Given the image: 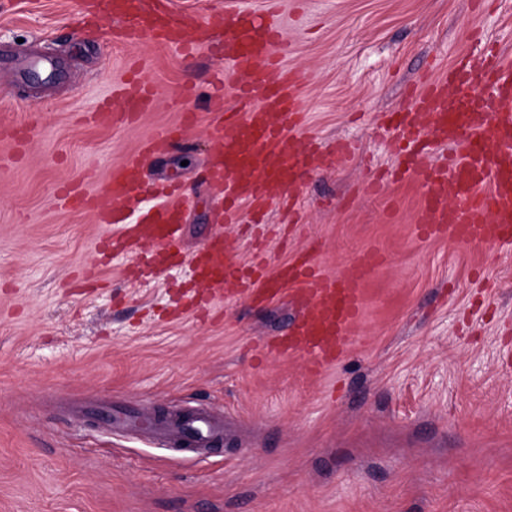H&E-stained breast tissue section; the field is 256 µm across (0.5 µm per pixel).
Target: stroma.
Instances as JSON below:
<instances>
[{"label":"stroma","mask_w":512,"mask_h":512,"mask_svg":"<svg viewBox=\"0 0 512 512\" xmlns=\"http://www.w3.org/2000/svg\"><path fill=\"white\" fill-rule=\"evenodd\" d=\"M75 12L76 0L0 12V47H39L65 73L0 75V125L32 130L21 153L0 140V512H512V242L419 237L414 179L361 190L399 163L382 123L410 107V90L486 43L512 64V0H279L303 138L355 147L301 188L296 228L275 207L213 222L200 175L211 117L183 92L206 91L223 69L216 44L186 59L147 38L115 41L109 23L77 26ZM132 68L153 107L130 126L92 121ZM187 109L190 145L147 169L195 199L187 250L219 234L244 260L260 243L274 270L313 245L329 274L368 248L383 254L355 343L323 373L261 357L262 339L294 318L281 300L257 309L218 296L220 320L169 322L196 282L188 258L126 278L132 256L99 265L93 216L60 203L67 182L104 189ZM198 405L224 421L223 444L201 457L97 420Z\"/></svg>","instance_id":"obj_1"}]
</instances>
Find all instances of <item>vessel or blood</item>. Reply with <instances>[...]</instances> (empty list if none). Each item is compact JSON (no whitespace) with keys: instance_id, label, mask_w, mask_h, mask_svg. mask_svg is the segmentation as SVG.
<instances>
[{"instance_id":"1","label":"vessel or blood","mask_w":512,"mask_h":512,"mask_svg":"<svg viewBox=\"0 0 512 512\" xmlns=\"http://www.w3.org/2000/svg\"><path fill=\"white\" fill-rule=\"evenodd\" d=\"M88 20L131 22L127 43L147 36L153 41L194 52L221 38L227 76L236 82L237 105L224 108L223 83H214L208 99L213 146L208 180L224 192L218 218L238 223L240 204L261 210L291 205L295 193L321 169L341 162L350 152L345 142L328 151L315 143L301 145L306 124L299 98L301 78L278 68L288 46L273 9L264 12L236 5L192 27L175 14L170 0H77ZM119 111L103 120L123 125L147 111L152 89L131 75L118 91ZM388 125L406 144L403 173L423 189L417 222L424 233H442L449 241L475 244L512 241V66L499 54L487 55L480 81L463 65L430 80L415 97L411 112H392ZM181 140L166 131L148 140L141 151L111 170L104 192L93 194L77 185L63 190L66 207L93 215L97 248H121L139 265L158 270L182 251L186 196L180 188L162 189L163 199L143 209L151 186L143 176L149 157L172 151ZM457 144L461 155L439 167L430 161L435 144ZM208 293L233 285L253 303L268 304L290 293L298 309L291 332L265 343L268 356L301 354L313 373L335 364L354 339L362 311V290L383 262L369 249L326 274L316 254L303 253L267 273L263 256L244 263L214 236L190 257ZM161 441L194 452L224 437V424L206 410L152 423Z\"/></svg>"}]
</instances>
